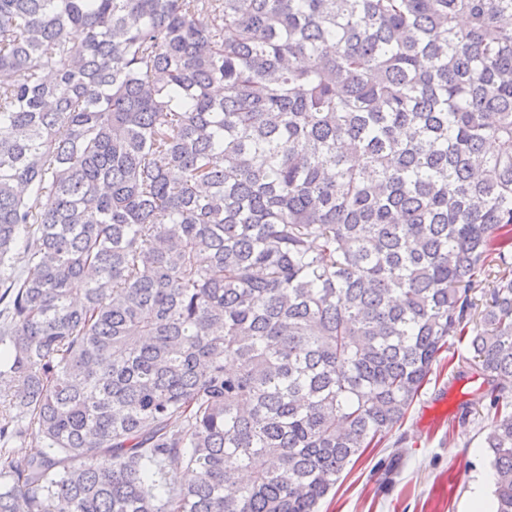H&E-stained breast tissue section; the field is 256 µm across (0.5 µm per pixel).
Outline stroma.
<instances>
[{
  "mask_svg": "<svg viewBox=\"0 0 512 512\" xmlns=\"http://www.w3.org/2000/svg\"><path fill=\"white\" fill-rule=\"evenodd\" d=\"M487 389L475 370L456 379L441 371L402 427L347 467L319 512H468L473 474L490 471ZM397 451L399 471L387 474Z\"/></svg>",
  "mask_w": 512,
  "mask_h": 512,
  "instance_id": "1",
  "label": "stroma"
}]
</instances>
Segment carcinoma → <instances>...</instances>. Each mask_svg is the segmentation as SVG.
Wrapping results in <instances>:
<instances>
[{
	"instance_id": "1",
	"label": "carcinoma",
	"mask_w": 512,
	"mask_h": 512,
	"mask_svg": "<svg viewBox=\"0 0 512 512\" xmlns=\"http://www.w3.org/2000/svg\"><path fill=\"white\" fill-rule=\"evenodd\" d=\"M0 287V512H317L455 340L512 512V0H0Z\"/></svg>"
}]
</instances>
